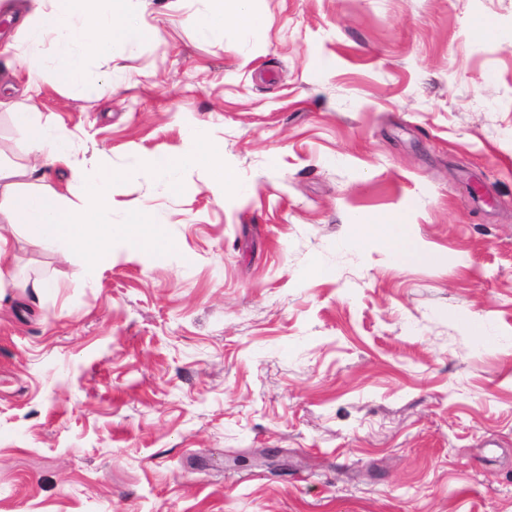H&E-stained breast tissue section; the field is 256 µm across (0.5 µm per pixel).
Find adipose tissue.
<instances>
[{
  "label": "adipose tissue",
  "instance_id": "ef3b65f1",
  "mask_svg": "<svg viewBox=\"0 0 512 512\" xmlns=\"http://www.w3.org/2000/svg\"><path fill=\"white\" fill-rule=\"evenodd\" d=\"M143 0H10L8 9L21 22L17 28L28 55L41 52L45 39H53L52 57L55 80L61 87L76 89L85 82L83 62L114 58L116 46H132L149 34L143 19ZM205 10L194 17L203 36H220L224 25L233 20L256 25L248 11V0H206ZM29 97L22 101L0 100V109L9 111L14 123L27 134L26 162L0 160V288L19 285L30 302L39 301L51 288L43 278L17 281L10 268L11 238L24 236L37 248L54 250L67 259L91 264L112 250L114 241L142 242L148 245L154 262L167 265L178 254L179 245L167 235L165 224L153 211L129 213L120 224L112 221V186L119 171L102 160H95L92 173L75 172V197L45 189L33 182L38 162L70 164L73 142L68 135L42 124L33 95L37 84H29ZM146 171L168 177L170 192H178L175 173L200 169L208 173L216 197L236 186V176L226 169L223 149L212 143L182 153L157 154L144 164ZM366 232L377 233L383 248L398 263H428L429 253L411 242L403 219L366 225Z\"/></svg>",
  "mask_w": 512,
  "mask_h": 512
}]
</instances>
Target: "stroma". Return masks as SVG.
Returning <instances> with one entry per match:
<instances>
[{
  "mask_svg": "<svg viewBox=\"0 0 512 512\" xmlns=\"http://www.w3.org/2000/svg\"><path fill=\"white\" fill-rule=\"evenodd\" d=\"M166 2L88 62L116 93L38 68L74 161L124 173L113 223L157 210L180 253L16 242L58 287L0 291V512H512V0H251L215 39ZM212 142L223 198L138 170ZM400 214L438 264L359 241Z\"/></svg>",
  "mask_w": 512,
  "mask_h": 512,
  "instance_id": "stroma-1",
  "label": "stroma"
}]
</instances>
